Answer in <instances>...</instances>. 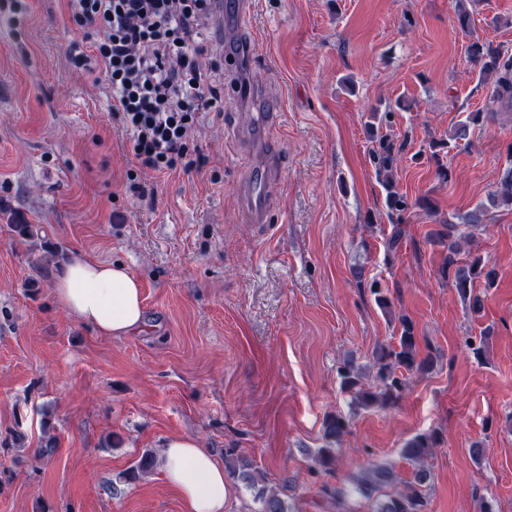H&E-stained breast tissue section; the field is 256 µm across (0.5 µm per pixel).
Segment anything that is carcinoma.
<instances>
[{
  "mask_svg": "<svg viewBox=\"0 0 512 512\" xmlns=\"http://www.w3.org/2000/svg\"><path fill=\"white\" fill-rule=\"evenodd\" d=\"M458 27L469 38L467 54L480 65L481 74L491 79L493 89L490 97V110L512 112V59L505 55L499 46L472 32L471 17L466 11L456 14ZM487 113L471 112L465 119L457 122L449 131L448 137L429 143V160L436 166L439 177L447 182L450 168L444 162L451 150L468 139L469 130L479 124ZM371 158L381 184L386 193L388 218L393 224L392 234L387 240V249L396 250L405 234L401 227L403 214L416 207L426 208L425 198L408 201L406 195L399 192L394 179V168L398 167L399 152L388 135H375ZM491 205L498 208L512 209V164L505 166L499 174L495 189L490 194ZM489 207L477 204L472 210L460 216V224L472 226L487 220ZM429 239L447 248L448 254L442 269L443 276L451 280L463 300L469 303L470 311L480 313L484 308L481 292L475 289L478 281L490 287L495 278V271L481 256L473 255L466 261H460L464 237L459 232V224L448 222L439 224L429 234ZM399 336L395 345H380L374 351V375L369 383L363 382L366 374L353 363L347 362L341 368L340 377L343 387L352 393L354 404L358 407L387 405L396 402L407 384V376L431 372L441 359L437 352L422 356L419 352L418 336L413 321L405 316L398 317ZM349 426V420L340 414L329 415L324 422V445L311 454L314 470L331 471L336 463V448ZM441 438L436 432L419 433L406 441L401 453L405 460L414 467L413 478L404 484V489L387 493L385 489L395 484V473L385 466H374L352 479L354 491L368 499H375V512H426L427 500L422 487L430 478L428 459L439 447ZM157 464L153 452L143 453L120 479L133 481L152 472ZM224 470L227 475L240 479L249 488H254L264 481V476L251 470L249 464L225 452ZM256 500L260 504L258 512H291L288 504L271 489L262 488L257 492Z\"/></svg>",
  "mask_w": 512,
  "mask_h": 512,
  "instance_id": "1",
  "label": "carcinoma"
}]
</instances>
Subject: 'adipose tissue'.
Masks as SVG:
<instances>
[{
  "mask_svg": "<svg viewBox=\"0 0 512 512\" xmlns=\"http://www.w3.org/2000/svg\"><path fill=\"white\" fill-rule=\"evenodd\" d=\"M54 293L76 320L97 335L126 336L142 325L140 282L123 263L72 259L61 265ZM161 469L177 492L183 512H224L228 487L224 466L199 441L186 436L166 439Z\"/></svg>",
  "mask_w": 512,
  "mask_h": 512,
  "instance_id": "adipose-tissue-1",
  "label": "adipose tissue"
}]
</instances>
